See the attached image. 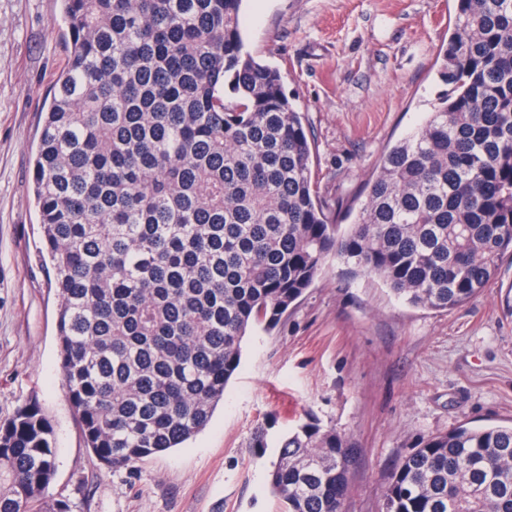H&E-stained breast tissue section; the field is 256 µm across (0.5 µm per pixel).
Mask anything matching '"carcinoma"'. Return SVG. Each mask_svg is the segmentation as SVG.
Wrapping results in <instances>:
<instances>
[{
	"instance_id": "obj_1",
	"label": "carcinoma",
	"mask_w": 512,
	"mask_h": 512,
	"mask_svg": "<svg viewBox=\"0 0 512 512\" xmlns=\"http://www.w3.org/2000/svg\"><path fill=\"white\" fill-rule=\"evenodd\" d=\"M244 0H60L71 45L32 160L60 368L112 470L176 448L224 399L243 344L336 256L446 311L512 255V0H457L448 90L384 155L353 222L319 199L280 73L245 50ZM54 428L0 422V512L43 506ZM358 448L306 418L268 473L284 512H343ZM382 512H512V424L458 425L393 469Z\"/></svg>"
}]
</instances>
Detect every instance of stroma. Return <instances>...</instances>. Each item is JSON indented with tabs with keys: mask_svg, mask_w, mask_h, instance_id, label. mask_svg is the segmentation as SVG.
Listing matches in <instances>:
<instances>
[{
	"mask_svg": "<svg viewBox=\"0 0 512 512\" xmlns=\"http://www.w3.org/2000/svg\"><path fill=\"white\" fill-rule=\"evenodd\" d=\"M455 0H246V48L279 70L312 135L319 194L358 208L395 143L443 92ZM59 0H0V421L37 401L56 436L45 499L78 512H279L267 473L311 415L359 448L344 512H381L422 438L512 423V256L470 302L438 312L328 259L273 330L248 337L207 427L108 470L86 448L58 359V298L38 258L31 158L69 46ZM267 445H256L258 436Z\"/></svg>",
	"mask_w": 512,
	"mask_h": 512,
	"instance_id": "stroma-1",
	"label": "stroma"
}]
</instances>
